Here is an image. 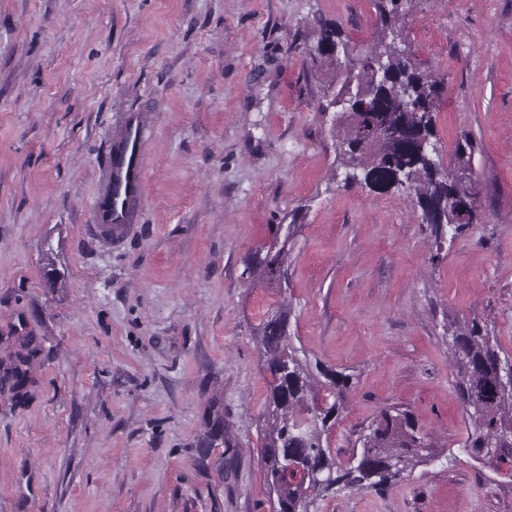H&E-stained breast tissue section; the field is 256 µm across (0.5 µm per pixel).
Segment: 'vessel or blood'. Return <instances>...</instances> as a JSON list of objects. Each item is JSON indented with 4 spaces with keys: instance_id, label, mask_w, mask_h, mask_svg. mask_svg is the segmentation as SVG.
<instances>
[{
    "instance_id": "1",
    "label": "vessel or blood",
    "mask_w": 512,
    "mask_h": 512,
    "mask_svg": "<svg viewBox=\"0 0 512 512\" xmlns=\"http://www.w3.org/2000/svg\"><path fill=\"white\" fill-rule=\"evenodd\" d=\"M145 139V125L134 114L120 135L107 142L89 226L94 239L104 245L120 240L138 219L146 174Z\"/></svg>"
}]
</instances>
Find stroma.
<instances>
[{
    "instance_id": "1",
    "label": "stroma",
    "mask_w": 512,
    "mask_h": 512,
    "mask_svg": "<svg viewBox=\"0 0 512 512\" xmlns=\"http://www.w3.org/2000/svg\"><path fill=\"white\" fill-rule=\"evenodd\" d=\"M353 42L371 0H0V512H269L254 329L293 308L296 345L354 377L337 461L381 409L439 456L319 512H512V468L463 448L448 323L512 355V0H412L404 35L442 83L437 147L476 144L482 219L435 243L410 198L344 186L324 22ZM147 116L142 214L112 249L91 222L104 139ZM288 285L244 274L282 219ZM31 353V350L26 354H18L16 357V362L9 369L4 371L3 375L0 376V387L3 385H8L11 390H13L17 396H23L21 391L23 390L26 384V372L22 369V366L27 363L28 357Z\"/></svg>"
}]
</instances>
